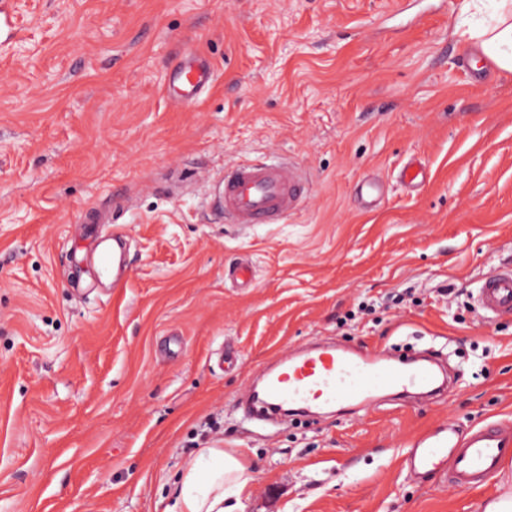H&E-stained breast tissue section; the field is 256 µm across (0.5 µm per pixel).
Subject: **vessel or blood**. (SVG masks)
I'll use <instances>...</instances> for the list:
<instances>
[{"label": "vessel or blood", "instance_id": "obj_1", "mask_svg": "<svg viewBox=\"0 0 512 512\" xmlns=\"http://www.w3.org/2000/svg\"><path fill=\"white\" fill-rule=\"evenodd\" d=\"M211 80L209 69L181 60L171 69L168 90L175 105L194 104ZM357 192L365 210L383 197V186L364 179ZM310 195L309 179L295 163L270 164L259 160L237 165L220 181L219 206L225 219L238 226L277 224L298 210ZM94 245L90 260L99 277L124 287L130 266L125 258L127 240L118 232L91 229ZM476 303L487 320L512 315V266L495 269L481 279ZM279 372L263 373L262 390H251L247 406L259 421L277 413L311 412L312 408L348 402L366 404L374 390L408 394L429 390L446 392L436 375L437 363L428 356L414 361H392L382 349L363 351L331 344L316 346L302 355H284ZM512 458V422H488L467 430L442 422L414 438L405 465L416 478L442 475L460 489L486 485Z\"/></svg>", "mask_w": 512, "mask_h": 512}]
</instances>
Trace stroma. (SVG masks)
<instances>
[{
    "label": "stroma",
    "instance_id": "35a3bbf8",
    "mask_svg": "<svg viewBox=\"0 0 512 512\" xmlns=\"http://www.w3.org/2000/svg\"><path fill=\"white\" fill-rule=\"evenodd\" d=\"M0 9V512H173L198 439L245 458L240 512H486L512 460L465 492L402 463L440 421L512 419V316L473 301L512 265V74L471 67L463 0ZM180 50L211 67L190 109L166 94ZM259 158L301 162L309 199L280 224L225 223L219 174ZM366 175L384 186L368 213ZM91 212L130 241L125 287L73 261ZM241 259L254 287L224 276ZM317 338L436 345L459 381L436 403L379 391L356 415L244 420L256 369Z\"/></svg>",
    "mask_w": 512,
    "mask_h": 512
}]
</instances>
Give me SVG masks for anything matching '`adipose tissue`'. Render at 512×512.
I'll use <instances>...</instances> for the list:
<instances>
[{
	"mask_svg": "<svg viewBox=\"0 0 512 512\" xmlns=\"http://www.w3.org/2000/svg\"><path fill=\"white\" fill-rule=\"evenodd\" d=\"M493 25L473 30L483 55L503 72L512 73V0H496ZM249 482L244 458L233 449H200L180 476L179 512H235L233 501Z\"/></svg>",
	"mask_w": 512,
	"mask_h": 512,
	"instance_id": "obj_1",
	"label": "adipose tissue"
}]
</instances>
